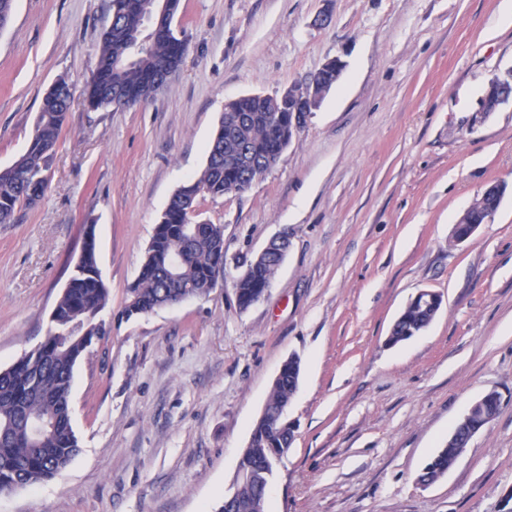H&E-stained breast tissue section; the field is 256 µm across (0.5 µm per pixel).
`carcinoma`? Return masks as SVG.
I'll return each mask as SVG.
<instances>
[{
  "instance_id": "cac0c4a2",
  "label": "carcinoma",
  "mask_w": 512,
  "mask_h": 512,
  "mask_svg": "<svg viewBox=\"0 0 512 512\" xmlns=\"http://www.w3.org/2000/svg\"><path fill=\"white\" fill-rule=\"evenodd\" d=\"M148 0H109L114 19L102 33L97 64L87 86V101L94 108H108L112 100L104 91L115 80L123 88L122 103L134 106L167 87L153 80L165 64L177 69L184 52L174 37L158 35L138 44L131 35L144 26ZM72 102L70 84L60 79L47 91L26 153L11 169L0 174V224L9 223L16 208L33 206L47 188L37 177L49 170L53 150ZM279 101L244 97L229 103L220 118L218 140L211 143L205 165L193 181L177 188L161 218L167 228L152 236L142 259L139 288L129 295L126 306L148 314L157 308L210 293L213 280L224 274V225L206 222L181 252L183 263L174 273L162 258L173 254L183 239L185 202L190 197L224 196L235 186L243 191L269 171V159L288 142V127L277 120ZM500 197L481 195L462 221L478 224L497 210ZM279 268L272 256L250 267L249 275L235 282L238 302L248 305L271 284ZM110 289L101 277L73 271L69 287L56 302L59 334L44 339L9 367L0 370V492L13 482L34 487L64 470L79 453L78 438L69 411L74 369L86 352L80 333L104 335L98 315L108 306ZM440 307L418 303L406 305L395 321L388 342L406 341L433 322ZM297 376L290 373L273 382L266 402V416L259 419L245 448L237 472L257 473L270 468L273 457L288 451L294 436L288 434L279 411L293 396ZM468 445V434L437 449L424 466L420 479L431 484L444 477ZM266 493L254 486L232 500L229 510L216 512H265Z\"/></svg>"
}]
</instances>
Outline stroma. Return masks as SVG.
I'll return each mask as SVG.
<instances>
[{
  "instance_id": "stroma-1",
  "label": "stroma",
  "mask_w": 512,
  "mask_h": 512,
  "mask_svg": "<svg viewBox=\"0 0 512 512\" xmlns=\"http://www.w3.org/2000/svg\"><path fill=\"white\" fill-rule=\"evenodd\" d=\"M109 0H14L0 30V168L27 150L44 95L74 86L37 205L0 224V368L39 344L93 225L110 289L106 333L77 364L80 452L58 476L0 492V512H217L284 361L301 376L295 440L267 512H501L512 494V103L482 109L512 69L501 0H181L186 54L132 107L83 91ZM325 23H318L321 13ZM344 69L277 164L245 192L200 199L224 227L208 296L126 318L128 291L171 194L206 160L225 102ZM490 223L452 228L491 185ZM287 232L260 301L245 260ZM422 333L390 345L420 291ZM496 417L448 473L417 477L469 406Z\"/></svg>"
}]
</instances>
